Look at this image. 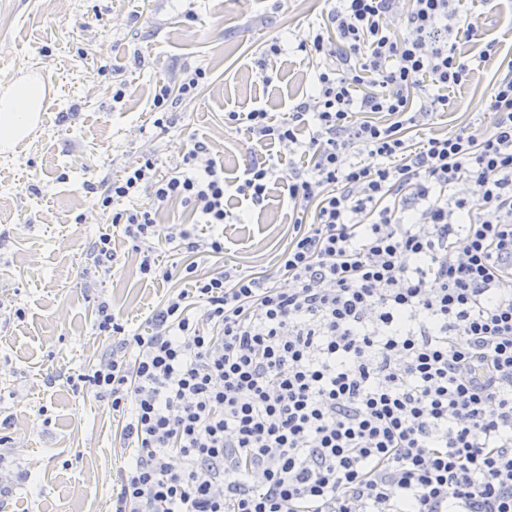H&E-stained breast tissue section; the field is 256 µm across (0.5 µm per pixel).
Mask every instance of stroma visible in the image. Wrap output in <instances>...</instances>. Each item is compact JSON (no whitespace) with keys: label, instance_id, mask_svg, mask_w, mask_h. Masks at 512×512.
<instances>
[{"label":"stroma","instance_id":"stroma-1","mask_svg":"<svg viewBox=\"0 0 512 512\" xmlns=\"http://www.w3.org/2000/svg\"><path fill=\"white\" fill-rule=\"evenodd\" d=\"M465 5L480 13L501 57L512 56V0L494 9L480 0ZM330 8L329 0H0V87L31 75L54 91L38 128L0 154V420L11 421L0 454L11 472L29 475L0 512H112L118 470L134 449L107 403L67 382L112 353V337L95 327L100 302L128 333L146 336L153 313L186 288L187 264L202 274L275 269L294 234L288 178L311 158L282 159L262 207L248 209L236 181L278 147L258 144L224 115L262 108L278 122L312 93L326 60L298 45ZM274 42L281 54H268ZM462 50L474 76L450 90L432 132L490 123V89L506 70L481 61L479 43ZM197 69L206 73L197 95L173 106L169 128H156L155 94ZM119 89L124 98L113 101ZM197 142L224 168V207L235 216L224 226V251L204 257L168 242L171 225L199 220L192 207L170 201L154 244L173 277L143 279L131 240L99 208L104 185L146 153L167 173ZM103 234L116 254L108 272L94 252Z\"/></svg>","mask_w":512,"mask_h":512}]
</instances>
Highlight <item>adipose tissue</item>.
Instances as JSON below:
<instances>
[{
  "instance_id": "adipose-tissue-1",
  "label": "adipose tissue",
  "mask_w": 512,
  "mask_h": 512,
  "mask_svg": "<svg viewBox=\"0 0 512 512\" xmlns=\"http://www.w3.org/2000/svg\"><path fill=\"white\" fill-rule=\"evenodd\" d=\"M44 93L43 84L36 79L14 82L0 92V152L7 153L26 138L39 122L31 104Z\"/></svg>"
}]
</instances>
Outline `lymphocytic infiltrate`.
Wrapping results in <instances>:
<instances>
[{
    "instance_id": "lymphocytic-infiltrate-1",
    "label": "lymphocytic infiltrate",
    "mask_w": 512,
    "mask_h": 512,
    "mask_svg": "<svg viewBox=\"0 0 512 512\" xmlns=\"http://www.w3.org/2000/svg\"><path fill=\"white\" fill-rule=\"evenodd\" d=\"M480 27L454 0H337L300 45L331 61L314 95L277 125L228 113L310 154L288 185L295 234L268 274L186 265L151 335L99 307L112 355L69 380L110 398L135 447L112 512H512V60L488 128L407 136L469 81L459 45ZM426 78L439 92L412 109ZM382 112L391 123L372 122ZM360 144L378 165L352 162ZM155 166L128 167L102 207L181 200L209 234L176 224L168 241L223 253L224 170L206 145L170 175ZM276 175L254 161L236 191L259 207ZM111 222L143 278L171 279L153 210Z\"/></svg>"
}]
</instances>
